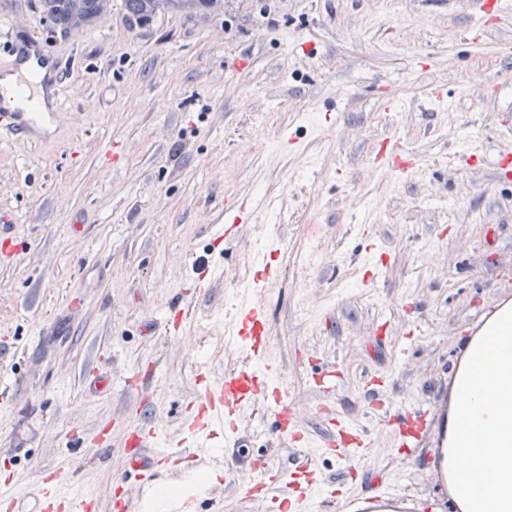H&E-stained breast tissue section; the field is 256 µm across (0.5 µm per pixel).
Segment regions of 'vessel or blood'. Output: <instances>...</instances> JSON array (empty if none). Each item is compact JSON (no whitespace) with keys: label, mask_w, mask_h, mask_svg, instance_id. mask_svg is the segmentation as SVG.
I'll return each instance as SVG.
<instances>
[{"label":"vessel or blood","mask_w":512,"mask_h":512,"mask_svg":"<svg viewBox=\"0 0 512 512\" xmlns=\"http://www.w3.org/2000/svg\"><path fill=\"white\" fill-rule=\"evenodd\" d=\"M473 19V34L482 36L487 27L512 19V0H473ZM44 121V116L35 112H1L0 137L12 140L33 138ZM374 160L380 168L398 174L412 172L417 164L416 158L397 138L384 140ZM255 208L252 200L238 201L230 223L221 226L219 239H230L238 225L251 222ZM233 333L245 342L250 358H264L268 345L265 308L254 303L240 309L233 322ZM258 403L262 404L265 416L276 423L279 433L302 438L299 414L286 404L282 389L274 386L256 367L234 369L225 374L223 384H208L202 388L188 417L187 436L181 447L155 450L158 432L153 428H141L129 433L124 451V474L115 480L114 512H129L130 502L125 493L128 475L141 476L147 482L168 463L197 465L198 461L211 454L214 428H221L224 434V463L227 469H237L239 462L234 449L238 445V421L244 412ZM323 418L335 429L336 437L321 443L322 453L332 454L341 448L352 459L368 453L370 442L366 434L350 424L335 408H326ZM435 423L441 428L435 450V467L440 480L444 481L448 478L447 403L408 417L397 432V441L403 448L416 447L421 432L429 430ZM278 480L291 490L290 496L279 499L280 512H300L302 502L310 500L324 487L318 468L305 458L298 460L293 473L279 474ZM344 509L345 512H421L422 506L403 498L395 490L387 489L367 497H350ZM36 512H97V504L93 499L75 494L63 473L55 471L45 480Z\"/></svg>","instance_id":"1"}]
</instances>
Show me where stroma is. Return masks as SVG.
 Wrapping results in <instances>:
<instances>
[{"mask_svg":"<svg viewBox=\"0 0 512 512\" xmlns=\"http://www.w3.org/2000/svg\"><path fill=\"white\" fill-rule=\"evenodd\" d=\"M110 5L64 35L38 0H0V73L39 47L57 104L50 136L0 140L15 227L14 257L0 256V479L13 475L20 512L55 470L111 512L127 429L177 444L199 373L216 384L242 363L243 348L219 350L226 318L257 299L263 363L311 441L327 438L329 405L371 436L364 459L319 457L337 497L436 498L430 448L399 455L394 423L436 405L477 317L512 296V180L463 159L468 145L512 151V57L497 52L512 22L476 42L470 0H224L138 28ZM388 137L417 157L410 174L375 166ZM241 196L281 200L279 219L261 206L213 243ZM372 243L384 263L367 285ZM266 254L280 269L267 285L242 272ZM202 265L223 277L198 282ZM178 305L180 333L158 335ZM325 366L341 373L331 394L313 383ZM239 436L251 460L291 467L293 443L261 410ZM210 469L198 512H274L248 471L225 472L223 443Z\"/></svg>","mask_w":512,"mask_h":512,"instance_id":"1","label":"stroma"}]
</instances>
